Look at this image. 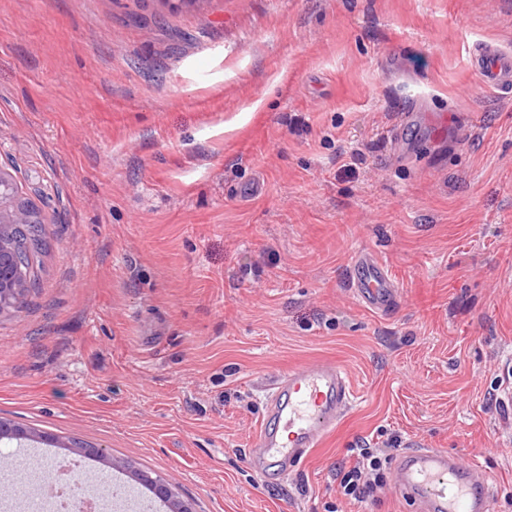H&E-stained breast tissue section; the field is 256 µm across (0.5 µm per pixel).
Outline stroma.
<instances>
[{
    "mask_svg": "<svg viewBox=\"0 0 512 512\" xmlns=\"http://www.w3.org/2000/svg\"><path fill=\"white\" fill-rule=\"evenodd\" d=\"M486 43L512 51V0H0V164L47 243L0 312V419L194 512H354L338 469L393 438L480 463L512 512V96L471 65ZM361 253L389 310L354 291ZM318 360L351 410L257 472L267 387ZM352 284L360 300L370 309L388 310L395 300V290L388 270L371 257L355 258ZM144 480L141 484L146 489L148 488L149 481H157L156 484L150 487V491L153 496L159 500H161L167 507V510L170 512H192V508L190 505L181 500L176 492V490L172 487V485L166 481L158 479L159 477L156 473L151 470H141ZM154 475V476H153Z\"/></svg>",
    "mask_w": 512,
    "mask_h": 512,
    "instance_id": "obj_1",
    "label": "stroma"
}]
</instances>
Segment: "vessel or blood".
Instances as JSON below:
<instances>
[{
  "mask_svg": "<svg viewBox=\"0 0 512 512\" xmlns=\"http://www.w3.org/2000/svg\"><path fill=\"white\" fill-rule=\"evenodd\" d=\"M472 65L487 87L512 92V53L493 45L481 47ZM352 284L360 300L378 311L388 310L395 290L388 270L371 257L357 256ZM345 370L320 360L279 376L267 398V414L256 438L253 462L280 470L302 464L319 447L353 404ZM399 491L419 504L421 512H489L486 479L478 465H463L435 448L403 450L392 470Z\"/></svg>",
  "mask_w": 512,
  "mask_h": 512,
  "instance_id": "b4317fda",
  "label": "vessel or blood"
}]
</instances>
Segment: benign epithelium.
<instances>
[{
	"mask_svg": "<svg viewBox=\"0 0 512 512\" xmlns=\"http://www.w3.org/2000/svg\"><path fill=\"white\" fill-rule=\"evenodd\" d=\"M20 199L13 175L0 166V312L5 309L6 300L16 291L10 273L14 262L12 230L20 225L33 223L32 215L21 208ZM5 437L33 441L37 439V434L0 422V439ZM150 491L166 505L168 512H192L190 505L179 498L170 483L159 480L150 487Z\"/></svg>",
	"mask_w": 512,
	"mask_h": 512,
	"instance_id": "benign-epithelium-1",
	"label": "benign epithelium"
}]
</instances>
